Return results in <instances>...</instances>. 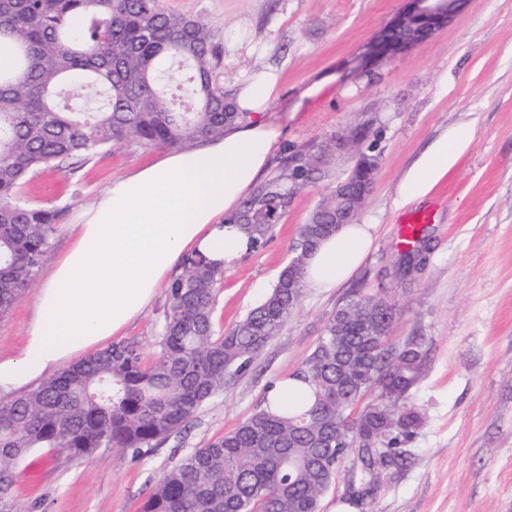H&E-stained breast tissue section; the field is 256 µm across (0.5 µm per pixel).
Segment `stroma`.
Masks as SVG:
<instances>
[{
	"mask_svg": "<svg viewBox=\"0 0 512 512\" xmlns=\"http://www.w3.org/2000/svg\"><path fill=\"white\" fill-rule=\"evenodd\" d=\"M169 12L202 18L224 44L217 76L226 95L264 69L278 73L266 119L283 144L305 147L358 123L379 135L374 189L357 221L374 227L371 253L350 281L324 291L304 286L281 333L250 370L230 374L178 435L141 457L114 448L77 459L47 448L13 467L15 494L28 512H140L153 485L193 449L263 409L273 380L295 372L314 350L336 308L382 292L399 314L391 340L422 337L426 369L405 403L425 421L404 446L408 463L381 472L357 512H512V0H467L430 39L403 56L362 66L373 37L404 0H160ZM334 81L312 98L303 92ZM468 132L466 149L424 206L436 217L431 249L407 275L394 201L420 155L444 133ZM160 148L114 141L92 157L31 175L21 196L60 210L49 273L72 242L77 213L114 180L159 160ZM355 162L337 154L316 183L298 192L267 244L224 270L214 310L228 331L271 291L294 255L302 224ZM29 288L0 319V353H19L35 313ZM168 301L158 293L126 330L146 360L159 351Z\"/></svg>",
	"mask_w": 512,
	"mask_h": 512,
	"instance_id": "stroma-1",
	"label": "stroma"
}]
</instances>
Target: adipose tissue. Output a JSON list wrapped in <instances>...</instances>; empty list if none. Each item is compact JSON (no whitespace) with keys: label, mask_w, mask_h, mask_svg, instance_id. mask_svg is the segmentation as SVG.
Masks as SVG:
<instances>
[{"label":"adipose tissue","mask_w":512,"mask_h":512,"mask_svg":"<svg viewBox=\"0 0 512 512\" xmlns=\"http://www.w3.org/2000/svg\"><path fill=\"white\" fill-rule=\"evenodd\" d=\"M277 77L241 89L240 119L205 147L172 153L113 182L73 225V242L39 288L23 352L0 355V398L40 383L119 336L150 307L188 254L232 266L247 251L227 217L264 174L283 131L265 121ZM469 142L440 138L410 169L396 203L427 196ZM373 245L368 224L344 225L309 255L305 280L331 290Z\"/></svg>","instance_id":"obj_1"}]
</instances>
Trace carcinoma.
<instances>
[{
	"mask_svg": "<svg viewBox=\"0 0 512 512\" xmlns=\"http://www.w3.org/2000/svg\"><path fill=\"white\" fill-rule=\"evenodd\" d=\"M0 41L15 65L0 71V317L36 280L60 212L21 198L41 167L87 157L112 141L187 149L224 137L241 117L215 69L224 53L198 18L159 0H0ZM327 143L289 149L281 170L228 218L249 251L268 242L294 195L315 183ZM369 144L348 179L358 189L378 168ZM336 195L301 227L296 255L267 297L227 332L214 330L224 268L187 256L166 287L160 351L144 360L122 340L65 368L27 394L0 400V512H25L9 466L36 449L91 459L110 448L140 455L173 435L230 370L248 369L297 308L308 254L336 233ZM398 312L384 294H359L336 309L291 377L315 395L305 410L263 408L234 430L183 456L152 487L141 512H320L349 463V486L374 487L403 467L400 450L422 424L401 402L428 358L422 340L390 342ZM360 407L354 420L348 414Z\"/></svg>",
	"mask_w": 512,
	"mask_h": 512,
	"instance_id": "obj_1",
	"label": "carcinoma"
}]
</instances>
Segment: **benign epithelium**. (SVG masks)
I'll return each instance as SVG.
<instances>
[{
  "label": "benign epithelium",
  "instance_id": "benign-epithelium-1",
  "mask_svg": "<svg viewBox=\"0 0 512 512\" xmlns=\"http://www.w3.org/2000/svg\"><path fill=\"white\" fill-rule=\"evenodd\" d=\"M467 0H405V7L368 45L366 62L377 64L428 40L460 12Z\"/></svg>",
  "mask_w": 512,
  "mask_h": 512
}]
</instances>
